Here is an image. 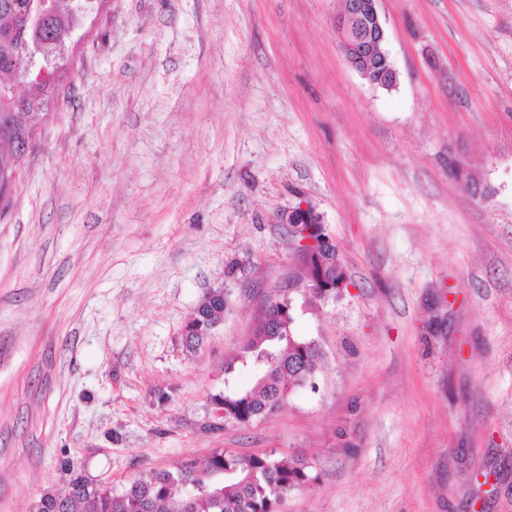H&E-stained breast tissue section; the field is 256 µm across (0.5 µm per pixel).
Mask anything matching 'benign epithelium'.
Returning <instances> with one entry per match:
<instances>
[{
  "mask_svg": "<svg viewBox=\"0 0 512 512\" xmlns=\"http://www.w3.org/2000/svg\"><path fill=\"white\" fill-rule=\"evenodd\" d=\"M378 2L379 0H343V8L336 15L335 28L341 51L350 52L347 56L348 62L352 64L356 60L376 59L371 84L388 88L396 84L397 75L385 49L386 32L380 19ZM57 74L58 71H50L44 67L38 70L28 67L22 73L21 85L24 89L17 86L0 87V96L10 93L15 100L25 104L33 100L30 95L32 88L40 87L46 93L55 91ZM35 144L36 138H24L15 165L0 169V185L8 189L14 186L17 174ZM279 223L287 226L295 255L319 253L322 240L318 238V234L323 219L311 205L300 203L285 209L280 215Z\"/></svg>",
  "mask_w": 512,
  "mask_h": 512,
  "instance_id": "benign-epithelium-1",
  "label": "benign epithelium"
}]
</instances>
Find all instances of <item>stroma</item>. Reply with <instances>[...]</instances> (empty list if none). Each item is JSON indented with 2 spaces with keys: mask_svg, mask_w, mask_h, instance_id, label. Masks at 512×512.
<instances>
[{
  "mask_svg": "<svg viewBox=\"0 0 512 512\" xmlns=\"http://www.w3.org/2000/svg\"><path fill=\"white\" fill-rule=\"evenodd\" d=\"M340 7L108 0L76 47L0 215V512L70 463L119 490L215 448L312 462L280 512H512V0H379L389 90ZM303 201L352 281L293 295L318 388L225 425L213 396L255 382L225 362L302 275L278 215ZM209 294H211L214 297L205 296L194 309L192 314V316L194 317L193 320H195L194 323L197 321H201V316H206L214 321L221 320V318L223 317L224 310L227 308V302L226 298H224V292L213 291ZM215 297H221L224 299V301L216 299ZM193 320H190L188 325H191V322Z\"/></svg>",
  "mask_w": 512,
  "mask_h": 512,
  "instance_id": "obj_1",
  "label": "stroma"
}]
</instances>
